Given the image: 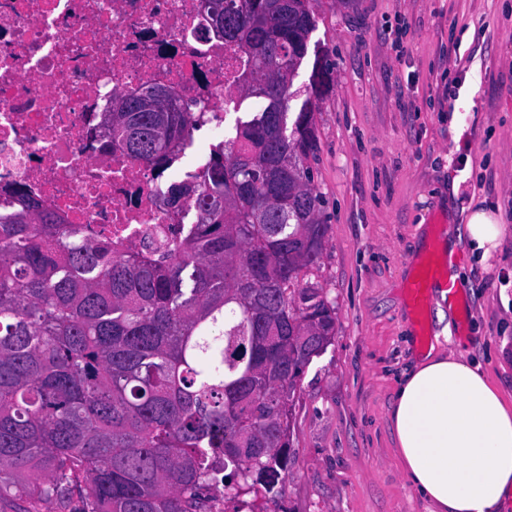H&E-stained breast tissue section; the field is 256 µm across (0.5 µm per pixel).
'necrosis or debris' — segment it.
I'll use <instances>...</instances> for the list:
<instances>
[{
  "instance_id": "4bbe7bcc",
  "label": "necrosis or debris",
  "mask_w": 512,
  "mask_h": 512,
  "mask_svg": "<svg viewBox=\"0 0 512 512\" xmlns=\"http://www.w3.org/2000/svg\"><path fill=\"white\" fill-rule=\"evenodd\" d=\"M247 58L212 26L203 0H0V216L22 193L93 240L127 252L176 240L199 219L172 208L169 172L200 135L223 132ZM152 86L191 114V135L156 168L112 143L104 115Z\"/></svg>"
}]
</instances>
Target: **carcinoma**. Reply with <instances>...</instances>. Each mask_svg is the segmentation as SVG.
I'll use <instances>...</instances> for the list:
<instances>
[{"label":"carcinoma","mask_w":512,"mask_h":512,"mask_svg":"<svg viewBox=\"0 0 512 512\" xmlns=\"http://www.w3.org/2000/svg\"><path fill=\"white\" fill-rule=\"evenodd\" d=\"M313 2L205 0L265 107L213 147L191 236L140 256L80 238L26 196L0 218V496L217 512L205 491L285 481L297 381L336 334L335 308L304 282L327 234L311 103L288 121ZM331 84L330 65L315 68L310 95ZM141 98L107 127L150 166L190 126L172 111L156 137Z\"/></svg>","instance_id":"1"}]
</instances>
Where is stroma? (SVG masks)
Segmentation results:
<instances>
[{
	"instance_id": "35a3bbf8",
	"label": "stroma",
	"mask_w": 512,
	"mask_h": 512,
	"mask_svg": "<svg viewBox=\"0 0 512 512\" xmlns=\"http://www.w3.org/2000/svg\"><path fill=\"white\" fill-rule=\"evenodd\" d=\"M314 12L290 111L327 55L334 82L315 102L320 148L310 165L328 231L306 279L335 307L336 334L298 383L287 479L223 505L429 512L388 423L417 348L405 288L473 204L501 211L505 224L485 259L465 246L455 255L469 318L453 326L452 348L480 361L512 401V0H316Z\"/></svg>"
}]
</instances>
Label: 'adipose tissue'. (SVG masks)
I'll return each instance as SVG.
<instances>
[{
  "instance_id": "obj_1",
  "label": "adipose tissue",
  "mask_w": 512,
  "mask_h": 512,
  "mask_svg": "<svg viewBox=\"0 0 512 512\" xmlns=\"http://www.w3.org/2000/svg\"><path fill=\"white\" fill-rule=\"evenodd\" d=\"M501 233L497 214L476 210L446 247L486 255ZM388 419L408 484L430 512H501L512 498V405L464 354L434 345L418 356Z\"/></svg>"
}]
</instances>
